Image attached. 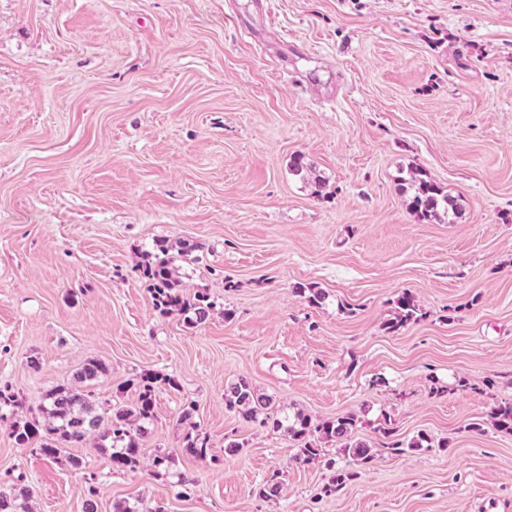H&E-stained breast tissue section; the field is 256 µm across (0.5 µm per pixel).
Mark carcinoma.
Masks as SVG:
<instances>
[{
  "mask_svg": "<svg viewBox=\"0 0 512 512\" xmlns=\"http://www.w3.org/2000/svg\"><path fill=\"white\" fill-rule=\"evenodd\" d=\"M414 189L411 206L425 218L437 219L440 214L456 211L452 196L441 194V189L432 181L414 173L410 177ZM154 260L145 264L142 276L149 283V292L153 305L162 314L177 312L188 324L199 326L210 316L212 303L205 294H196L189 298L181 290L179 281L173 276L175 257L170 255L172 246L166 241L155 243ZM415 297L404 292L395 301V316L386 324V328L395 332L410 322L420 318ZM102 362L91 359L74 373L66 384L59 385L43 396L40 409L41 418L30 421L19 419L9 425V436L14 443L23 448L35 449L45 459L54 461L65 448L90 444L92 448L104 451L111 449L109 462L119 470L135 471L144 463L143 448L139 436L144 424L155 418L156 393L160 384L174 385L168 378L144 377L138 384L137 401L130 407L100 409L87 390V384L104 374ZM229 407L237 411L248 422H272L276 429H282L288 436L301 443L297 460L313 461L321 458L318 443L333 441L341 450L359 465L371 462L373 454L369 445L357 438V419L346 414L336 419L314 424L309 418L298 415L294 420H270L268 409L270 399L259 394L251 384L242 379L224 391ZM489 417L492 425L501 430L512 431V402L501 403L493 407ZM196 425L189 426L184 437L181 452L197 459L208 457L207 442L195 434ZM324 466L332 472L330 482L323 488L327 496L342 490L349 482L357 478L358 472L336 467V461L329 458ZM282 484L279 473H272L258 488L262 498L280 495ZM30 489L12 484L0 489V512H29Z\"/></svg>",
  "mask_w": 512,
  "mask_h": 512,
  "instance_id": "1",
  "label": "carcinoma"
}]
</instances>
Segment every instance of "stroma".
Listing matches in <instances>:
<instances>
[{"instance_id": "obj_1", "label": "stroma", "mask_w": 512, "mask_h": 512, "mask_svg": "<svg viewBox=\"0 0 512 512\" xmlns=\"http://www.w3.org/2000/svg\"><path fill=\"white\" fill-rule=\"evenodd\" d=\"M414 169L455 214L412 212ZM159 239L193 245L175 273L205 325L154 309ZM406 291L422 317L389 331ZM93 358L101 406L175 380L140 440L174 461L51 462L2 418L0 485L33 512H83L92 484L98 512H512L488 422L512 402V0H0V386L31 420ZM242 378L280 418L356 415L372 463L324 443L359 475L323 495L322 462L227 407ZM387 424L427 447L391 453Z\"/></svg>"}]
</instances>
